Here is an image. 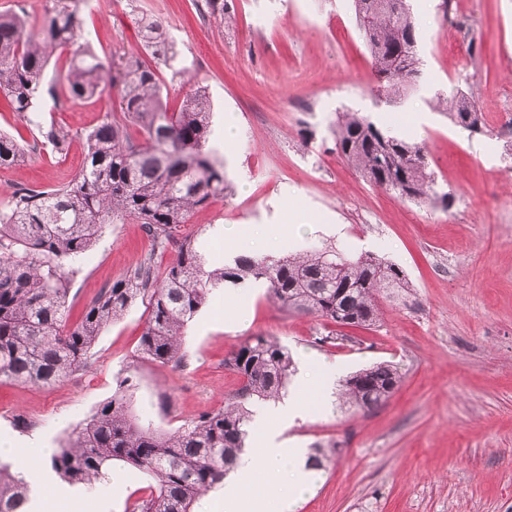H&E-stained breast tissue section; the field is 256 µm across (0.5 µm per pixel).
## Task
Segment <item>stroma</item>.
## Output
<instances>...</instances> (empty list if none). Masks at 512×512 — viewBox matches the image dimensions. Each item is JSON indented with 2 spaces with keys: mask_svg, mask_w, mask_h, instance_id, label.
I'll return each instance as SVG.
<instances>
[{
  "mask_svg": "<svg viewBox=\"0 0 512 512\" xmlns=\"http://www.w3.org/2000/svg\"><path fill=\"white\" fill-rule=\"evenodd\" d=\"M205 0H89L81 40L103 60L138 41L131 13L161 19L191 83L161 70L170 110L191 84L210 99L213 143L234 187L181 225L177 240L208 239L209 261H224V225L284 224L292 216L316 232L288 236L294 250L328 245L373 253L402 268L408 291L382 300L371 328L344 327L281 309L255 283L214 292L189 322L186 362L161 366L137 352L147 311L134 301L106 325L84 369L50 389L0 383V435L55 448L131 378L130 405L141 423L172 431L223 408L240 385L225 358L247 338H279L294 362L309 356L342 376L381 361L402 381L379 407L356 411L337 398L317 401L289 434L301 447L337 446L296 512H512V0H412L423 60L420 85L397 103H376L375 76L351 0H226L219 24ZM473 32L464 38L456 29ZM474 94L487 131L474 137L436 110V96ZM370 113L380 125L423 144L450 208L402 200L371 186L334 150L337 109ZM113 109L111 92L82 102L44 100L41 120L71 131L62 151L38 146L22 165L0 167V207L18 185L48 188L84 159L83 133ZM238 128L224 140V121ZM153 251L141 225H106L70 278L68 320L76 322L102 288L144 256L157 271L177 247ZM238 317L229 322L225 306ZM170 397L160 407V394ZM25 418L19 428L15 419ZM122 496L60 499L56 512H126L152 478L128 472Z\"/></svg>",
  "mask_w": 512,
  "mask_h": 512,
  "instance_id": "1",
  "label": "stroma"
}]
</instances>
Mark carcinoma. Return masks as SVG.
I'll list each match as a JSON object with an SVG mask.
<instances>
[{"label": "carcinoma", "instance_id": "obj_1", "mask_svg": "<svg viewBox=\"0 0 512 512\" xmlns=\"http://www.w3.org/2000/svg\"><path fill=\"white\" fill-rule=\"evenodd\" d=\"M87 0H56L37 28L25 15L0 13V95L13 111L37 127L31 149L44 141L58 150L69 134L36 120L40 101H87L112 85L118 107L84 137L81 169L49 188L22 186L0 209V381L53 387L84 368L101 330L136 299L148 312L140 339L142 358L178 366L185 361L187 324L213 290L246 282L266 286L269 298L290 311L342 325L368 327L381 316V299L410 287L404 271L374 254L348 257L311 248L278 259L240 254L221 266L209 265L202 241L186 238L176 260L158 273L143 258L123 278L102 289L80 321L66 320L69 275L108 224L133 220L155 248L171 242L174 230L231 184L224 161L208 147L212 135L210 100L197 86L183 97L179 111L167 109L158 69L172 76L185 70L162 21L135 18L140 48L105 67L88 46L78 44ZM377 78L375 96L390 104L417 90L421 75L417 21L411 0H352ZM153 63H146L141 52ZM66 55L64 80L47 79L55 54ZM451 123L469 134L485 132L482 113L467 93L444 99ZM139 125L142 140L126 134ZM336 153L372 186L416 203L450 208L453 195L428 168L425 147L379 127L354 110L336 112L330 123ZM25 148L0 133V166L15 165ZM241 386L222 410L200 414L173 432L136 422L129 412V378L112 399L76 430L51 458L66 482L86 484L119 462L155 479L150 494L130 512H192L193 504L224 481L245 448L252 412L250 401L267 402L286 392L295 372L288 347L273 336H252L224 360ZM401 381L396 364L362 368L341 384V398L370 410L385 402ZM336 445L311 448L313 465L327 467ZM34 479L11 472L0 462V512H18Z\"/></svg>", "mask_w": 512, "mask_h": 512}]
</instances>
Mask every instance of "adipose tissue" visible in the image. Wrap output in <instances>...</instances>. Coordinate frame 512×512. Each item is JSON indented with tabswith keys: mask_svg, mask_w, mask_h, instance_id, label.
Wrapping results in <instances>:
<instances>
[{
	"mask_svg": "<svg viewBox=\"0 0 512 512\" xmlns=\"http://www.w3.org/2000/svg\"><path fill=\"white\" fill-rule=\"evenodd\" d=\"M335 367L311 371L302 365L299 385L287 397L263 405L250 427L256 447L239 455L219 492L207 496L198 512H295V507L317 480L305 449L292 447L284 432L310 406V393L321 394L337 382Z\"/></svg>",
	"mask_w": 512,
	"mask_h": 512,
	"instance_id": "adipose-tissue-1",
	"label": "adipose tissue"
}]
</instances>
